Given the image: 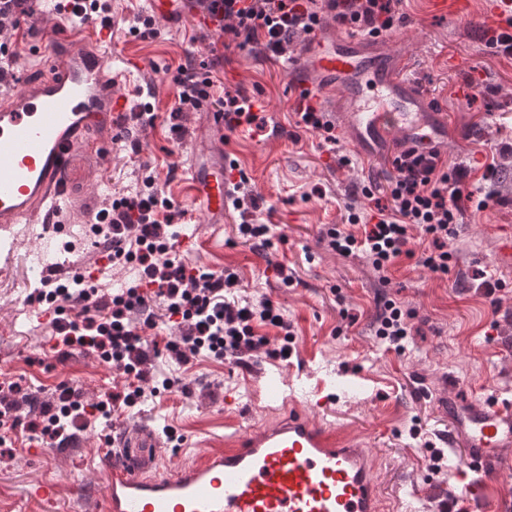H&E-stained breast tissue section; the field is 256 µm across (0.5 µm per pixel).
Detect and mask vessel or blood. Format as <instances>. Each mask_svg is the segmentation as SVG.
<instances>
[{"label":"vessel or blood","mask_w":512,"mask_h":512,"mask_svg":"<svg viewBox=\"0 0 512 512\" xmlns=\"http://www.w3.org/2000/svg\"><path fill=\"white\" fill-rule=\"evenodd\" d=\"M112 25L87 17L77 36L15 45L0 93V257H12L14 224L58 223L68 194L67 164L76 149L102 156L129 101L112 65ZM380 37L314 30L288 63L295 91L331 97L345 115L344 135L364 153L397 144L399 152L447 141L453 131L425 87L410 79L411 59L384 51ZM224 117L209 113L186 151L188 201L204 223L220 224L237 171L224 156ZM268 424L224 426L190 459L154 472L100 456L108 474L101 512H381L376 459L294 396ZM466 440L463 492L483 497L477 476L512 447V400L449 405Z\"/></svg>","instance_id":"vessel-or-blood-1"}]
</instances>
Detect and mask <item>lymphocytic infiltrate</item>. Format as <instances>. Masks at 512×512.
Listing matches in <instances>:
<instances>
[{
    "mask_svg": "<svg viewBox=\"0 0 512 512\" xmlns=\"http://www.w3.org/2000/svg\"><path fill=\"white\" fill-rule=\"evenodd\" d=\"M400 0H193L192 7L209 17L217 33L232 32L241 44L262 43L264 52L282 57L288 40L298 31L311 32L320 21V11L332 14L336 23L378 35L391 30L397 19ZM173 82L177 103L167 121L175 138H183L184 112L194 109L199 97L212 87V78H200L197 68H178ZM395 176L389 182V201L377 205L376 223L364 226L363 238L329 229L333 250L344 255L362 252L377 272H385L394 260L416 258L419 265L436 276L448 273L451 254L448 239L455 224L466 186V171L448 170L440 153L428 149L416 157L402 155L394 162ZM174 205L147 176L142 189L113 198L102 205H87L83 211L107 260L132 264L138 270L135 284L122 293H100L99 279L90 270H75L65 279L46 278L41 288L29 296L30 302L53 307L52 334L62 345L59 359L77 345L97 353L126 377L122 391L105 394L94 403L83 400L81 392L60 383L53 401L41 404L37 416L22 415L18 399L21 388L11 384L0 389V416H11L15 426L41 431L57 447L67 446L78 432L97 419L129 412L172 389L173 379L162 377L155 360L160 350L173 353L186 364L199 357L232 358L245 364L248 357L269 350L272 357L284 358L293 341L291 325L269 299L250 301L235 295L239 281L235 273L209 272L186 265L175 245L181 235L175 224ZM420 227L431 245L422 253L408 246V231ZM82 304L81 313L70 316L69 303ZM174 328L165 339L148 337L157 317ZM411 310L395 301H385L376 319V336L389 348L402 353L410 334ZM281 329L282 341L269 348L266 337L256 335L255 321Z\"/></svg>",
    "mask_w": 512,
    "mask_h": 512,
    "instance_id": "lymphocytic-infiltrate-1",
    "label": "lymphocytic infiltrate"
}]
</instances>
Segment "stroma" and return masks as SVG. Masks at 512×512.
<instances>
[{"label": "stroma", "mask_w": 512, "mask_h": 512, "mask_svg": "<svg viewBox=\"0 0 512 512\" xmlns=\"http://www.w3.org/2000/svg\"><path fill=\"white\" fill-rule=\"evenodd\" d=\"M483 2L471 0L466 18L451 19L434 13L429 0H401V20L385 35L388 48L411 56L414 79L433 93L439 112L460 135L441 147L443 160L467 167L476 156L492 164L488 175L469 170L467 183L495 193L496 199L482 210L475 202L459 200L447 276L436 277L401 257L382 278L362 254L334 251L325 231L334 225L362 235V224L349 223L348 215H367L375 199L385 198L395 173L392 163L381 154L363 156L344 139L328 149L301 126L299 99L290 88L284 59L264 55L257 46H239L233 33L214 35L191 11L172 24L155 23L154 35L130 34L137 18L148 12L146 0H112L117 31L112 58L120 65L138 62L127 78L130 99L135 105L152 103L157 119L138 130L139 154H130L120 138L108 163L81 151L71 157L66 170L71 202L64 209L66 244L59 276L97 268L108 292L134 280L132 265L102 266V252L92 246L77 205L133 193L149 174L166 196H173L181 180L178 153L183 147L165 118L176 98L173 77L186 62L210 64L212 99L241 94L257 106L258 122L229 133L224 154L245 178L242 191L259 194L262 203L248 214L226 210L218 230L207 224L184 226V234L195 235L197 242L183 257L205 270L235 272L239 297L277 303L293 325V353L285 361L261 354L245 367L206 357L185 366L161 354L160 371L180 379L183 391L161 392L134 411L82 432L72 446H51L42 456L28 453L40 443L32 433L0 428L6 439L0 444V512H9L19 500L27 502V512H47L28 498L29 484L37 477L57 486L54 512H88L106 484L105 473L91 458L108 436L129 439L135 454L153 455L155 463L173 464L192 456L200 440L223 436L226 421L276 420L284 403L265 381L271 371L294 380L298 402L317 390L331 397L336 425L378 459L383 512H416L444 493L457 498L464 512H480L461 492L459 458L449 457L447 470L433 473L426 445L439 443L454 428L448 398L461 404L497 394L512 399V265L496 262L502 239L512 236V192L499 189L501 154L512 146V55L487 47L486 34L496 23ZM452 58L462 61V68L449 67ZM275 128L282 137L273 144L269 137ZM342 156L347 159L343 165L338 162ZM367 185L373 198L363 194ZM244 221L270 225V247L243 243L236 226ZM39 231L36 225H15L17 249L10 263L0 264V379L19 383L43 402L53 401L56 386L67 382L93 402L122 389L125 378L86 348L58 360L49 325L35 321L29 295L39 281L29 266L36 250L49 248ZM270 265L285 267L293 285L269 281L264 269ZM487 279L498 285L494 295L482 288ZM388 299L416 313L403 354L386 349L375 335L376 316ZM158 424L181 435L179 447L165 452L156 447L150 432Z\"/></svg>", "instance_id": "stroma-1"}]
</instances>
